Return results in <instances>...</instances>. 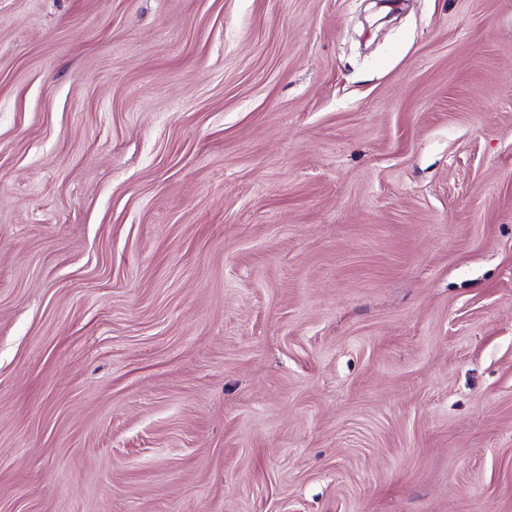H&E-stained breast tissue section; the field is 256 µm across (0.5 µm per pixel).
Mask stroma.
I'll use <instances>...</instances> for the list:
<instances>
[{
    "instance_id": "1",
    "label": "stroma",
    "mask_w": 512,
    "mask_h": 512,
    "mask_svg": "<svg viewBox=\"0 0 512 512\" xmlns=\"http://www.w3.org/2000/svg\"><path fill=\"white\" fill-rule=\"evenodd\" d=\"M0 512H512V0H0Z\"/></svg>"
}]
</instances>
